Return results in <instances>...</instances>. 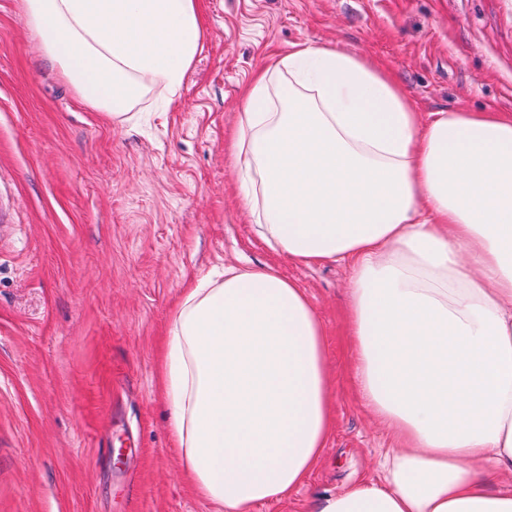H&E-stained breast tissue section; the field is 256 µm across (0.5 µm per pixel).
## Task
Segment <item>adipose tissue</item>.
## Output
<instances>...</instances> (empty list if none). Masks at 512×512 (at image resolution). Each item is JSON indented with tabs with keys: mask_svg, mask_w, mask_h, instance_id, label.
Listing matches in <instances>:
<instances>
[{
	"mask_svg": "<svg viewBox=\"0 0 512 512\" xmlns=\"http://www.w3.org/2000/svg\"><path fill=\"white\" fill-rule=\"evenodd\" d=\"M43 58L92 109L172 97L199 0H21ZM232 154L259 234L349 270L354 384L394 442L378 478L312 512H512V114L422 121L372 61L294 47L250 88ZM160 367L171 445L198 494L255 512L302 486L333 430L324 334L271 268L197 278Z\"/></svg>",
	"mask_w": 512,
	"mask_h": 512,
	"instance_id": "ef3b65f1",
	"label": "adipose tissue"
}]
</instances>
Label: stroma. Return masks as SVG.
I'll return each instance as SVG.
<instances>
[{"mask_svg":"<svg viewBox=\"0 0 512 512\" xmlns=\"http://www.w3.org/2000/svg\"><path fill=\"white\" fill-rule=\"evenodd\" d=\"M169 104L94 112L0 0V512H222L170 446L158 358L181 288L266 266L324 331L334 431L306 483L255 512L377 476L391 443L347 375L348 271L272 249L229 153L242 98L292 45L382 66L421 117L512 113V0H200Z\"/></svg>","mask_w":512,"mask_h":512,"instance_id":"1","label":"stroma"}]
</instances>
